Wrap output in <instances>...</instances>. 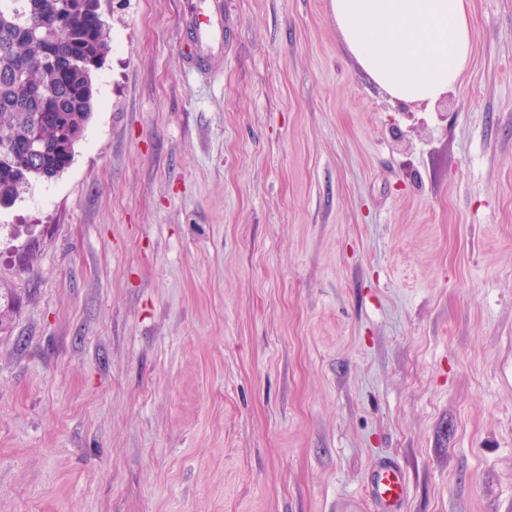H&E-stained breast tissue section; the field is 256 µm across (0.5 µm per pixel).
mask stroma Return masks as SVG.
Segmentation results:
<instances>
[{"mask_svg": "<svg viewBox=\"0 0 512 512\" xmlns=\"http://www.w3.org/2000/svg\"><path fill=\"white\" fill-rule=\"evenodd\" d=\"M101 0L74 161L0 208V512H512V0L433 105L331 0ZM186 54L198 64L224 54V14L213 9L211 3L201 1L186 19ZM367 494L377 512H403L407 499L405 474L392 458L376 460L367 473Z\"/></svg>", "mask_w": 512, "mask_h": 512, "instance_id": "stroma-1", "label": "stroma"}]
</instances>
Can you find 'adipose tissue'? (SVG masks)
<instances>
[{"instance_id": "obj_1", "label": "adipose tissue", "mask_w": 512, "mask_h": 512, "mask_svg": "<svg viewBox=\"0 0 512 512\" xmlns=\"http://www.w3.org/2000/svg\"><path fill=\"white\" fill-rule=\"evenodd\" d=\"M342 43L392 99L433 104L473 56L468 0H331Z\"/></svg>"}]
</instances>
